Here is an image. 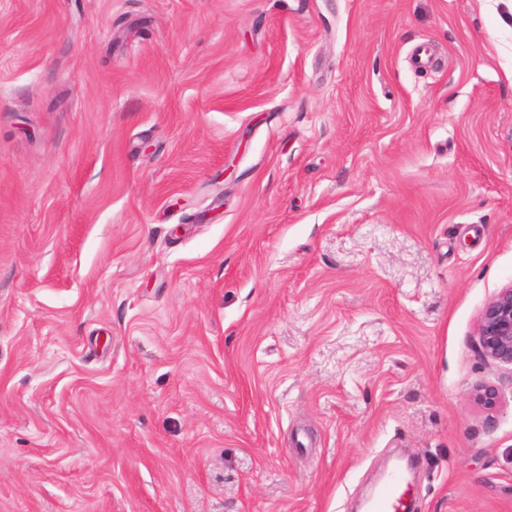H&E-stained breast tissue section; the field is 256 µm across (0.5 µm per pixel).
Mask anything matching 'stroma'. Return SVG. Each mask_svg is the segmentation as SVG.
Returning <instances> with one entry per match:
<instances>
[{
    "mask_svg": "<svg viewBox=\"0 0 512 512\" xmlns=\"http://www.w3.org/2000/svg\"><path fill=\"white\" fill-rule=\"evenodd\" d=\"M509 286L512 0H0V512H512ZM475 348L497 363L512 365V286L484 307ZM405 494L404 476L401 471L395 470L371 501L368 512H398Z\"/></svg>",
    "mask_w": 512,
    "mask_h": 512,
    "instance_id": "35a3bbf8",
    "label": "stroma"
}]
</instances>
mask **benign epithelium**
<instances>
[{"mask_svg":"<svg viewBox=\"0 0 512 512\" xmlns=\"http://www.w3.org/2000/svg\"><path fill=\"white\" fill-rule=\"evenodd\" d=\"M475 348L497 363L512 365V286L484 307Z\"/></svg>","mask_w":512,"mask_h":512,"instance_id":"7a95c632","label":"benign epithelium"}]
</instances>
